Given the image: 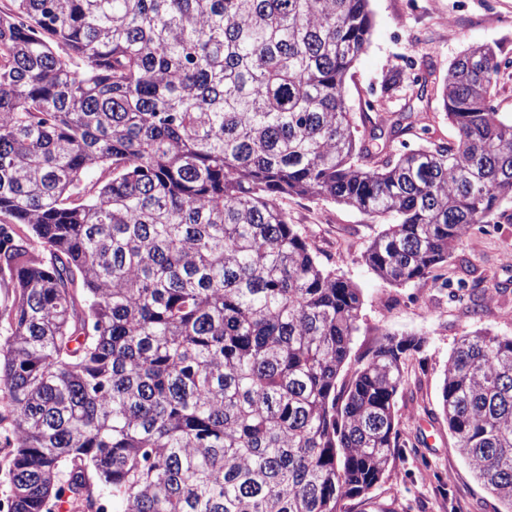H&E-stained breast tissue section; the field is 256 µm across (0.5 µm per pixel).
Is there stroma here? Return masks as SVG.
<instances>
[{
  "mask_svg": "<svg viewBox=\"0 0 512 512\" xmlns=\"http://www.w3.org/2000/svg\"><path fill=\"white\" fill-rule=\"evenodd\" d=\"M371 43L351 69L345 101L360 112L374 98L380 113L403 111L411 98L409 83L385 89L394 71L432 61L429 95L419 108L431 117L433 138L454 139L456 129L442 110L441 88L449 65L472 45L487 44L508 59L492 90L498 112L512 115V0H369ZM292 223L306 229L321 263L361 289L359 330L351 358L371 353L391 332L424 338L408 361L397 397V412L409 436L392 457L372 500L352 504V512H501L500 502L476 478L458 454L440 408L444 370L458 340L474 332L511 334L512 204H506L490 235L471 234L455 251L453 280L479 281L471 290L477 311L452 301L447 289L432 282L406 287L389 284L364 263L369 241L385 227L371 217L331 201L285 199Z\"/></svg>",
  "mask_w": 512,
  "mask_h": 512,
  "instance_id": "obj_1",
  "label": "stroma"
}]
</instances>
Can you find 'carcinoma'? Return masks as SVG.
<instances>
[{
    "label": "carcinoma",
    "mask_w": 512,
    "mask_h": 512,
    "mask_svg": "<svg viewBox=\"0 0 512 512\" xmlns=\"http://www.w3.org/2000/svg\"><path fill=\"white\" fill-rule=\"evenodd\" d=\"M369 0H9L0 8V391L10 512H343L405 445L395 407L425 340L385 334L347 378L361 297L281 206L394 223L363 258L441 281L512 203L502 60L453 61L442 106L359 119L346 79ZM430 72H395L425 97ZM402 151L391 154L388 144ZM441 407L512 512V336H463ZM492 100L498 112L512 115V65L502 67L493 85Z\"/></svg>",
    "instance_id": "cac0c4a2"
}]
</instances>
